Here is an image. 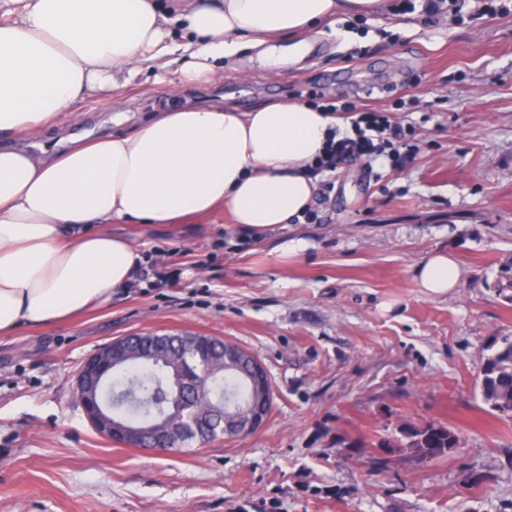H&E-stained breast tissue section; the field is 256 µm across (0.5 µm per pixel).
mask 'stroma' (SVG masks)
I'll list each match as a JSON object with an SVG mask.
<instances>
[{"label":"stroma","mask_w":512,"mask_h":512,"mask_svg":"<svg viewBox=\"0 0 512 512\" xmlns=\"http://www.w3.org/2000/svg\"><path fill=\"white\" fill-rule=\"evenodd\" d=\"M433 12L386 0L336 20L307 56L269 74L255 51L169 95L142 74L111 108L97 95L46 144L129 129L214 98L333 101L412 128L401 167L357 159L318 175L313 220L254 239L218 211L124 224L144 247L105 307L0 340V512H512V419L484 404L485 356L512 341V0ZM450 252L452 293L414 267ZM148 332L237 342L268 369L257 432L167 454L123 448L87 423L77 369ZM435 423L458 448L424 460L402 431Z\"/></svg>","instance_id":"stroma-1"}]
</instances>
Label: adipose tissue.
<instances>
[{"mask_svg":"<svg viewBox=\"0 0 512 512\" xmlns=\"http://www.w3.org/2000/svg\"><path fill=\"white\" fill-rule=\"evenodd\" d=\"M383 0H0V335L73 320L111 303L143 261L117 224H180L223 210L259 237L301 220L317 191L312 167L345 121L291 100L246 112L217 101L159 112L123 132L36 153L21 138L77 122L98 92L145 68L177 94L217 61L256 50L270 71L336 16L381 11ZM443 295L461 270L445 251L414 269Z\"/></svg>","mask_w":512,"mask_h":512,"instance_id":"1","label":"adipose tissue"}]
</instances>
